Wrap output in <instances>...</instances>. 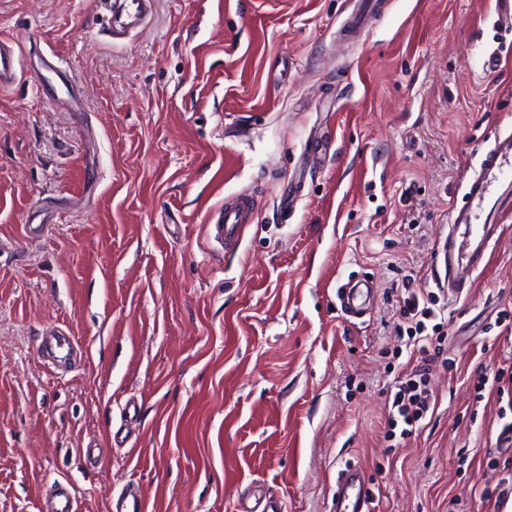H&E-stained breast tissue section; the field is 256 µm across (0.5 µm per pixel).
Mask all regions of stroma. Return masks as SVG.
I'll return each mask as SVG.
<instances>
[{
  "label": "stroma",
  "instance_id": "35a3bbf8",
  "mask_svg": "<svg viewBox=\"0 0 512 512\" xmlns=\"http://www.w3.org/2000/svg\"><path fill=\"white\" fill-rule=\"evenodd\" d=\"M354 3L155 0L115 43L109 0H0L25 70L0 91V512L62 478L78 512L132 484L147 512H330L348 460L373 512L512 507L482 496L512 409L477 397L512 366V219L444 312L434 414L385 427L415 365L398 300L435 289L448 213L512 125V35L495 0H391L349 43ZM241 192L256 221L225 251L207 213ZM363 273L354 320L336 288ZM49 327L88 357L45 364ZM373 281L367 277L348 281L336 288V299L341 311L350 318H360L366 314L375 298Z\"/></svg>",
  "mask_w": 512,
  "mask_h": 512
}]
</instances>
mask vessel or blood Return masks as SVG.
<instances>
[{"mask_svg":"<svg viewBox=\"0 0 512 512\" xmlns=\"http://www.w3.org/2000/svg\"><path fill=\"white\" fill-rule=\"evenodd\" d=\"M19 59L13 46L0 39V90L18 81ZM512 213V128L499 129L483 150L479 165L464 185L462 204L453 205L448 216V232L437 243L435 258L444 271L439 285L449 300L460 299L484 264L501 232L504 218ZM255 220L251 196L234 197L232 203L213 209L207 228L224 249L238 248L244 231ZM376 290L369 278L352 280L336 290L341 311L357 319L366 314ZM42 359L53 366L67 367L81 354L78 342L58 328H49L37 338ZM372 494L361 468L349 465L338 471L331 498V512H371ZM40 512H77L72 487L54 482L46 491ZM110 512H146L138 488L114 497Z\"/></svg>","mask_w":512,"mask_h":512,"instance_id":"1","label":"vessel or blood"}]
</instances>
